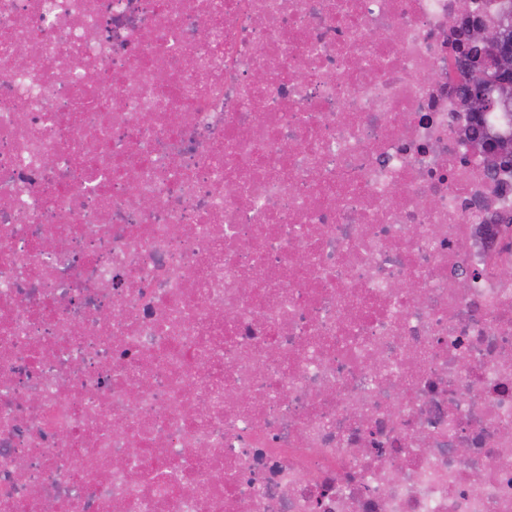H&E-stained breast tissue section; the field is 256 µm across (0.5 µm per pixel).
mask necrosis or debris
<instances>
[{"instance_id":"necrosis-or-debris-1","label":"necrosis or debris","mask_w":512,"mask_h":512,"mask_svg":"<svg viewBox=\"0 0 512 512\" xmlns=\"http://www.w3.org/2000/svg\"><path fill=\"white\" fill-rule=\"evenodd\" d=\"M460 22L0 0V512H512Z\"/></svg>"}]
</instances>
